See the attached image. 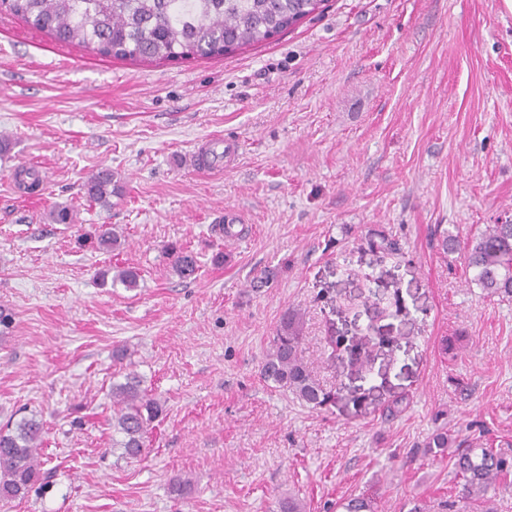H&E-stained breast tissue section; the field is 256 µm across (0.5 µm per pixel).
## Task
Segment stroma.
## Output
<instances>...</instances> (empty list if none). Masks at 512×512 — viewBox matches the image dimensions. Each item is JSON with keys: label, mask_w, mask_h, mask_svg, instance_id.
I'll return each mask as SVG.
<instances>
[{"label": "stroma", "mask_w": 512, "mask_h": 512, "mask_svg": "<svg viewBox=\"0 0 512 512\" xmlns=\"http://www.w3.org/2000/svg\"><path fill=\"white\" fill-rule=\"evenodd\" d=\"M215 135L235 150L203 176L190 156ZM0 137V305L15 318L0 426L38 420L55 470L0 512H279L289 495L336 512L361 494L382 512H479L450 452L424 444L441 428L512 442V301L433 234L512 223L505 0H329L266 43L167 62L102 59L2 14ZM21 166L40 195L18 188ZM105 167L123 186L107 207L81 193ZM59 204L74 223L49 221ZM229 211L231 239L215 231ZM101 224L115 251L98 249ZM171 245L197 255L195 275L173 270ZM128 266L137 288L101 284ZM291 309L336 394L321 410L260 377ZM367 336L363 370L347 349ZM131 371L163 405L135 458L110 426Z\"/></svg>", "instance_id": "1"}]
</instances>
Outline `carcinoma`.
Segmentation results:
<instances>
[{
    "label": "carcinoma",
    "instance_id": "1",
    "mask_svg": "<svg viewBox=\"0 0 512 512\" xmlns=\"http://www.w3.org/2000/svg\"><path fill=\"white\" fill-rule=\"evenodd\" d=\"M326 0H0V15L19 19L48 35L55 43L82 47L101 58L132 61H170L208 58L263 44L307 17L325 9ZM18 186L30 193L42 190L43 178L34 167L15 172ZM87 200L102 206L122 193L112 170L102 169L83 185ZM99 246H119L112 225H101ZM440 247L446 254L463 252L470 281L485 294L512 300V224H489L462 241L444 233ZM176 273L187 278L196 271V257L175 247L170 250ZM302 321L299 312H287L271 341L261 367L266 382L290 391L312 409L334 399L313 377L302 356ZM112 427L122 435L116 445L130 457L144 450L149 426L162 413V405L140 388L137 374L112 386ZM42 424L22 419L0 429V501L25 497L36 482L53 471L45 468ZM454 457L453 468L462 491L484 504L497 479L512 464L496 449L471 438ZM343 512H375L364 497L340 503Z\"/></svg>",
    "mask_w": 512,
    "mask_h": 512
}]
</instances>
